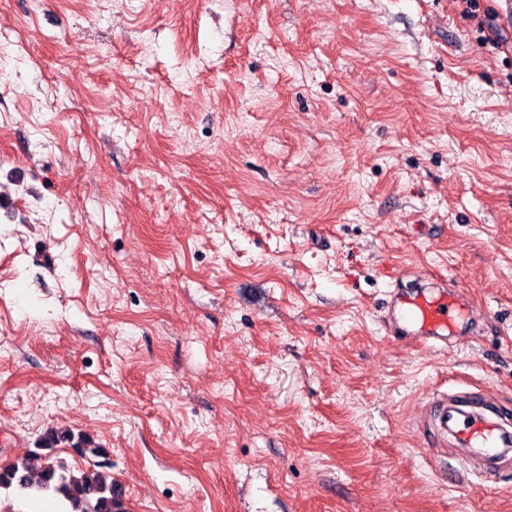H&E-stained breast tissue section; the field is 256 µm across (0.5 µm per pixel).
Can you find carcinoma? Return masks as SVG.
I'll use <instances>...</instances> for the list:
<instances>
[{
  "label": "carcinoma",
  "mask_w": 512,
  "mask_h": 512,
  "mask_svg": "<svg viewBox=\"0 0 512 512\" xmlns=\"http://www.w3.org/2000/svg\"><path fill=\"white\" fill-rule=\"evenodd\" d=\"M54 442L56 438L51 436L43 445L44 466L37 482L27 476V461L17 460L0 468V491L21 499L54 496L65 502L68 512H121V499L112 486V464L103 460L105 449L80 443L78 452L98 462L93 470L74 471L51 460Z\"/></svg>",
  "instance_id": "cac0c4a2"
}]
</instances>
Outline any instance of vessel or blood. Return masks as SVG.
Listing matches in <instances>:
<instances>
[{"mask_svg": "<svg viewBox=\"0 0 512 512\" xmlns=\"http://www.w3.org/2000/svg\"><path fill=\"white\" fill-rule=\"evenodd\" d=\"M402 335L424 346L448 342L469 319V301L456 289L407 288L391 292L387 303ZM428 444L452 442L465 449L463 466L492 479L512 466V414L486 390L465 388L437 394L428 420Z\"/></svg>", "mask_w": 512, "mask_h": 512, "instance_id": "vessel-or-blood-1", "label": "vessel or blood"}]
</instances>
